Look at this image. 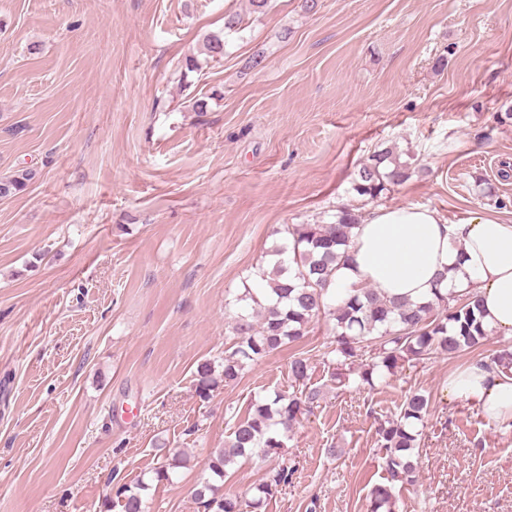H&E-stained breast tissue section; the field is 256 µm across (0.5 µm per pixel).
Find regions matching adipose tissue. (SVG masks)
<instances>
[{"mask_svg":"<svg viewBox=\"0 0 512 512\" xmlns=\"http://www.w3.org/2000/svg\"><path fill=\"white\" fill-rule=\"evenodd\" d=\"M350 255L332 277L337 300L367 285L413 303L437 291L470 292L485 325L512 336V220L477 215L451 224L428 207H379L354 229ZM444 389L450 400L475 405L488 424L512 428V367L474 361L449 372Z\"/></svg>","mask_w":512,"mask_h":512,"instance_id":"ef3b65f1","label":"adipose tissue"}]
</instances>
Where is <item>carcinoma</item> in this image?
Segmentation results:
<instances>
[{"label": "carcinoma", "instance_id": "cac0c4a2", "mask_svg": "<svg viewBox=\"0 0 512 512\" xmlns=\"http://www.w3.org/2000/svg\"><path fill=\"white\" fill-rule=\"evenodd\" d=\"M243 29L241 14H225L224 34L205 38L207 57L223 58L228 36ZM34 176L29 167L1 175L0 200L25 192ZM408 178V164L400 160L395 148L385 147L359 164L351 192L364 204L390 193ZM362 217V208L347 205L337 209L334 221L327 224H292L284 229L291 241L276 246L271 251L272 267L259 268L252 284L244 285L236 296L238 302H251L256 316H237L231 345L224 351L223 369L217 370L209 360L196 367L194 386L200 400L210 399L220 385L236 381L246 367L300 341L322 314L334 320L335 340L322 352V363L338 388L352 384L374 388L388 383L406 364L414 367L437 355L451 360L483 345L491 331L483 325L479 301L472 294L448 298L436 290L431 301L413 306L389 302L378 290L364 287L336 304L328 285L336 265L350 260L352 230ZM367 352L370 362L356 366ZM312 369L305 353L294 355L288 366L291 390L254 401L247 416L234 425L229 441L211 458L212 475L221 481L227 476V467L240 458L276 459L255 486L257 499L250 502L252 508L287 486L295 471L288 466L283 449L288 433L320 400L319 388L310 384ZM429 407L427 396L410 392L398 413L376 420L377 451L386 477L371 491L370 512H394L397 484L415 483L414 450L419 447V427L424 425ZM146 489L142 479L119 486L116 497L122 512H147ZM194 497L204 512H243L239 497L220 494L219 486L210 482L195 490Z\"/></svg>", "mask_w": 512, "mask_h": 512}]
</instances>
